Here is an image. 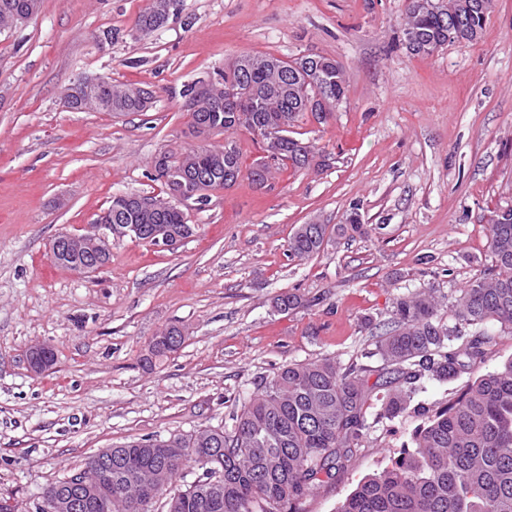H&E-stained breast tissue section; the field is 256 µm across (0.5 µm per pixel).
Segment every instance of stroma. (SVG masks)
Returning a JSON list of instances; mask_svg holds the SVG:
<instances>
[{
  "instance_id": "obj_1",
  "label": "stroma",
  "mask_w": 512,
  "mask_h": 512,
  "mask_svg": "<svg viewBox=\"0 0 512 512\" xmlns=\"http://www.w3.org/2000/svg\"><path fill=\"white\" fill-rule=\"evenodd\" d=\"M148 3L42 0L0 31V496L24 512L100 450L231 425L284 364L327 355L380 370L375 341L395 299L434 288L452 323L460 288L492 265L487 214L512 205V0H496L479 41L428 57L402 45L405 0H180L141 38ZM245 51L343 65L341 108L301 128L326 167L188 201L196 231L175 249L124 238L95 273L57 266V235L90 230L113 196L160 192V154L223 144L192 134L182 92ZM86 78L140 84L153 103L67 109L64 93ZM354 209L368 235L289 256L297 225L341 224ZM287 291L304 306L276 311ZM173 324L183 346L145 367L149 341ZM488 333L484 359L422 380L407 415L386 418L373 401L354 457L300 512H337L428 416L512 358V335ZM36 344L55 353L41 373L27 362Z\"/></svg>"
}]
</instances>
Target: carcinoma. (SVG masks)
<instances>
[{"instance_id":"cac0c4a2","label":"carcinoma","mask_w":512,"mask_h":512,"mask_svg":"<svg viewBox=\"0 0 512 512\" xmlns=\"http://www.w3.org/2000/svg\"><path fill=\"white\" fill-rule=\"evenodd\" d=\"M170 0H149L137 25L152 29ZM430 0H407L402 35L416 33L419 45L444 47L448 29L467 42L483 36L494 0H446L437 13ZM40 0H0V27L14 15L36 14ZM288 69L271 53L246 52L224 66L205 98L184 91L194 131L253 136L262 152L243 170L237 142L220 148L198 146L156 158L154 179L164 173L184 174L197 196L234 185L242 173L256 186L288 171L326 166L315 145L295 136V128L318 112L304 89L308 73L318 76L325 96V124L345 99L342 66L333 58L309 54ZM237 82L250 101L243 107L226 97L227 80ZM135 84L100 81L82 102L100 112H142L148 102ZM114 224L159 225L173 237L195 232L177 206L134 208L112 213ZM366 234L361 215L353 211L336 235ZM331 240L327 224H300L288 239L289 255L309 260ZM488 244L494 265L485 276L468 282L454 302V325L438 319V300L425 288L394 302L391 327L378 336L377 354L384 362L377 380L368 369L320 357L280 367L258 392L241 405L231 428L206 426L166 439L130 441L112 448V486L96 482L93 462L85 463L87 486L81 488L84 508L77 512H154L165 497V512H298L321 478L330 481L348 462L367 429V409L381 395L383 415L406 413L427 377L448 381L482 358L489 342L486 328L512 334V207L489 224ZM84 256L77 249L55 263L78 270ZM279 312L303 305L301 295L284 292L272 300ZM183 330L172 325L152 338L144 362L177 351ZM186 467L201 471L176 485ZM338 512H512V358L485 374L448 407L428 417L416 430L412 447L391 465L361 481Z\"/></svg>"}]
</instances>
